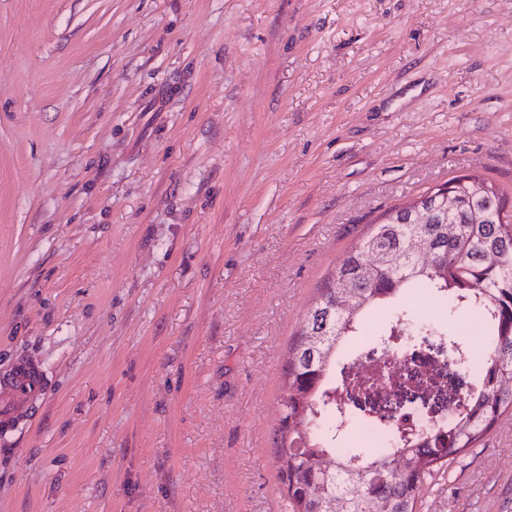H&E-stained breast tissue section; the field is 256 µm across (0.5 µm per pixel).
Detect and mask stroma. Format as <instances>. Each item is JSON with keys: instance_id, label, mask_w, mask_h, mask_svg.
Returning <instances> with one entry per match:
<instances>
[{"instance_id": "stroma-1", "label": "stroma", "mask_w": 512, "mask_h": 512, "mask_svg": "<svg viewBox=\"0 0 512 512\" xmlns=\"http://www.w3.org/2000/svg\"><path fill=\"white\" fill-rule=\"evenodd\" d=\"M512 201V0H0V512H280L288 347L391 208ZM419 512H512V413ZM42 370L30 363H19L11 371L0 374L3 421L8 422L23 413L31 396L44 388Z\"/></svg>"}]
</instances>
